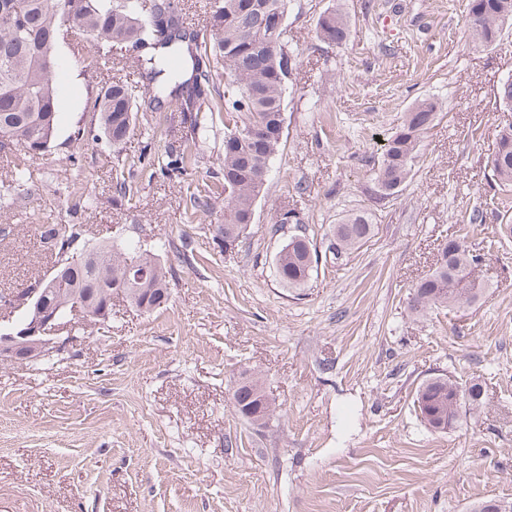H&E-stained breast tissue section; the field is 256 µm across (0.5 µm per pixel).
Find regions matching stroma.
Listing matches in <instances>:
<instances>
[{"mask_svg": "<svg viewBox=\"0 0 512 512\" xmlns=\"http://www.w3.org/2000/svg\"><path fill=\"white\" fill-rule=\"evenodd\" d=\"M468 0H297L289 12L292 70L285 134L246 236L217 231L223 199L191 195L222 178L224 130L209 132L197 165L162 173L181 136L176 109L138 118L121 151L75 142L88 125L82 60L67 42L53 74L60 105L53 140L17 183L0 155V294L18 295L56 260L43 223L80 224L88 245L156 246L171 268L170 299L147 314L121 294L108 322L76 330L64 353L0 365V512H468L512 501V236L471 224L488 207L512 215V190L492 192L487 161L512 78V28L474 47ZM341 9L339 45L316 36ZM438 105L398 196L374 198L372 165L417 99ZM137 191L118 200L116 169ZM93 204L73 205L71 178ZM374 215V237L334 259L327 238L353 210ZM298 212L319 262L303 287L284 286L270 232ZM486 253L474 303L411 313L413 286L448 238ZM260 376L277 406L267 427L234 412L231 387ZM442 373L486 389L448 432L421 423L418 386ZM318 37L328 44H340L348 36V22L340 9H327L317 23Z\"/></svg>", "mask_w": 512, "mask_h": 512, "instance_id": "obj_1", "label": "stroma"}]
</instances>
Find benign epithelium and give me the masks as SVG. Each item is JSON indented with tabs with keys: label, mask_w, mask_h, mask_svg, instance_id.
<instances>
[{
	"label": "benign epithelium",
	"mask_w": 512,
	"mask_h": 512,
	"mask_svg": "<svg viewBox=\"0 0 512 512\" xmlns=\"http://www.w3.org/2000/svg\"><path fill=\"white\" fill-rule=\"evenodd\" d=\"M89 254L87 246L76 242L70 251L58 258L55 268L76 266L84 262ZM57 283L58 279L47 277L18 294L19 306L25 308V312L19 321L0 328L1 363H25L44 359L64 352L73 344L72 336L63 335L70 321L59 315V309L50 306L49 294ZM69 302V315L78 316L89 323L96 324L110 317V296L96 310L77 295L72 296Z\"/></svg>",
	"instance_id": "1"
}]
</instances>
